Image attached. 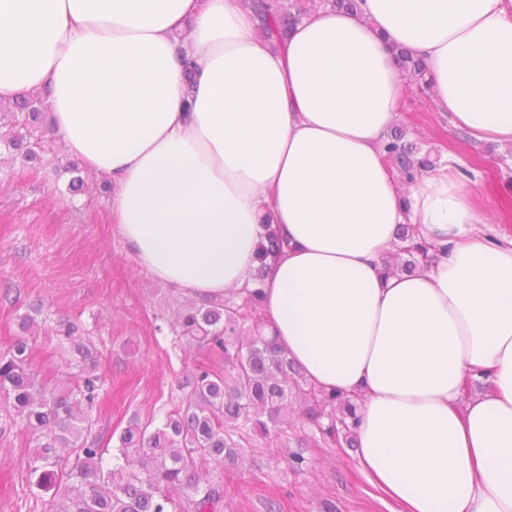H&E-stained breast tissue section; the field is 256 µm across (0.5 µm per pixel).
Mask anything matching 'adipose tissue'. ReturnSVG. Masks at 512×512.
I'll use <instances>...</instances> for the list:
<instances>
[{
	"mask_svg": "<svg viewBox=\"0 0 512 512\" xmlns=\"http://www.w3.org/2000/svg\"><path fill=\"white\" fill-rule=\"evenodd\" d=\"M242 0H0V101L48 95L112 184L133 259L196 297L258 286L266 331L357 405L356 459L398 512H512V240L454 165L403 183L383 142L422 60L436 111L512 150V0H360L283 44ZM432 244L387 272L396 229ZM484 391L464 397L465 379ZM397 58L408 85H413L421 92H425L427 85L424 79L425 70L422 61L403 49L399 50ZM284 247V242L274 232L268 233L266 240L259 244L257 260L259 265L254 273V280L260 283L268 261L276 259Z\"/></svg>",
	"mask_w": 512,
	"mask_h": 512,
	"instance_id": "ef3b65f1",
	"label": "adipose tissue"
}]
</instances>
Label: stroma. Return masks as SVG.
Segmentation results:
<instances>
[{"mask_svg": "<svg viewBox=\"0 0 512 512\" xmlns=\"http://www.w3.org/2000/svg\"><path fill=\"white\" fill-rule=\"evenodd\" d=\"M402 126L422 151L440 163L471 172L477 201L500 210L512 203V154L475 144L447 115L429 111L422 95L408 90ZM23 162L0 146V353L18 334L30 303L43 301L44 321L32 332V367L40 376H60L52 322L74 321L90 338L106 378V403L96 426L103 438L119 437L132 418L157 422L182 393L178 381L204 353L176 346L171 323L185 304L178 291L155 279L133 260L116 225L110 224V192L95 173H85V193L69 191V154L51 125ZM34 439L20 428L0 434V512H54L53 492L31 486L27 463ZM289 448L253 439L246 463L222 471V512H391L392 505L370 485L349 448L304 449L305 470H295Z\"/></svg>", "mask_w": 512, "mask_h": 512, "instance_id": "stroma-1", "label": "stroma"}]
</instances>
